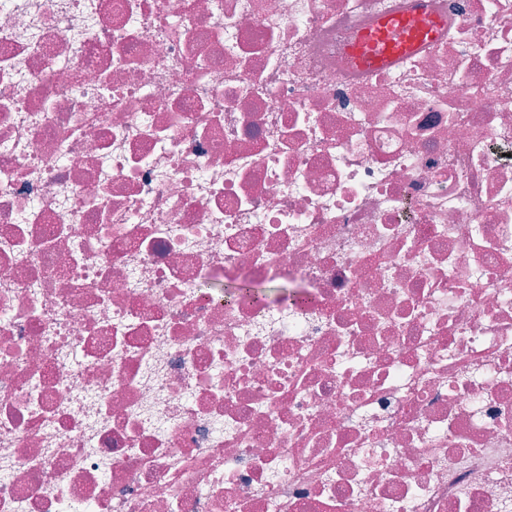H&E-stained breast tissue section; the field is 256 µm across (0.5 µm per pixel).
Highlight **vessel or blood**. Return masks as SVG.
<instances>
[{"mask_svg":"<svg viewBox=\"0 0 512 512\" xmlns=\"http://www.w3.org/2000/svg\"><path fill=\"white\" fill-rule=\"evenodd\" d=\"M436 29V20L423 15L391 17L374 31L365 33L352 47L351 54L363 68L376 69L431 40Z\"/></svg>","mask_w":512,"mask_h":512,"instance_id":"b4317fda","label":"vessel or blood"}]
</instances>
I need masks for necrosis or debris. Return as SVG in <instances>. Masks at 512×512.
Here are the masks:
<instances>
[{"mask_svg": "<svg viewBox=\"0 0 512 512\" xmlns=\"http://www.w3.org/2000/svg\"><path fill=\"white\" fill-rule=\"evenodd\" d=\"M0 512H512V0H0ZM436 29V20L423 15L387 18L361 37L352 47L351 55L363 68L376 69L431 40ZM288 285H267L252 280H239L224 284V301H233L238 298H251L255 300L265 299V291L272 288H280L287 291ZM264 296V297H263Z\"/></svg>", "mask_w": 512, "mask_h": 512, "instance_id": "4bbe7bcc", "label": "necrosis or debris"}]
</instances>
